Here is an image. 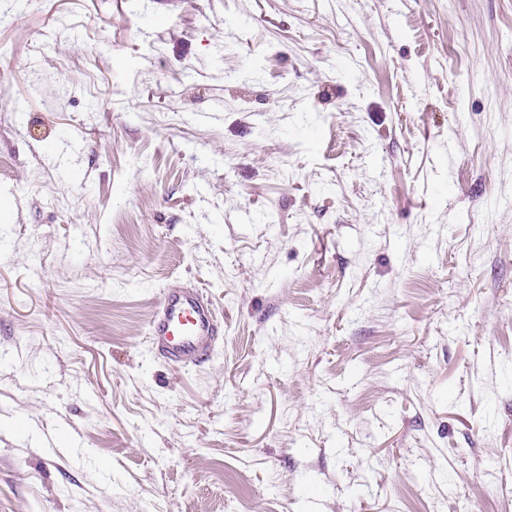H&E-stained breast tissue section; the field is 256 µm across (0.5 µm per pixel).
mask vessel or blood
I'll return each mask as SVG.
<instances>
[{"label":"vessel or blood","instance_id":"1","mask_svg":"<svg viewBox=\"0 0 512 512\" xmlns=\"http://www.w3.org/2000/svg\"><path fill=\"white\" fill-rule=\"evenodd\" d=\"M222 321L202 292L175 287L163 292L150 322L153 351L172 366L194 365L213 349Z\"/></svg>","mask_w":512,"mask_h":512}]
</instances>
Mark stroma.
Segmentation results:
<instances>
[{
  "instance_id": "obj_1",
  "label": "stroma",
  "mask_w": 512,
  "mask_h": 512,
  "mask_svg": "<svg viewBox=\"0 0 512 512\" xmlns=\"http://www.w3.org/2000/svg\"><path fill=\"white\" fill-rule=\"evenodd\" d=\"M0 163V512H512V0H23ZM222 321L196 288L165 290L150 322L153 351L174 367L205 359L221 335Z\"/></svg>"
}]
</instances>
